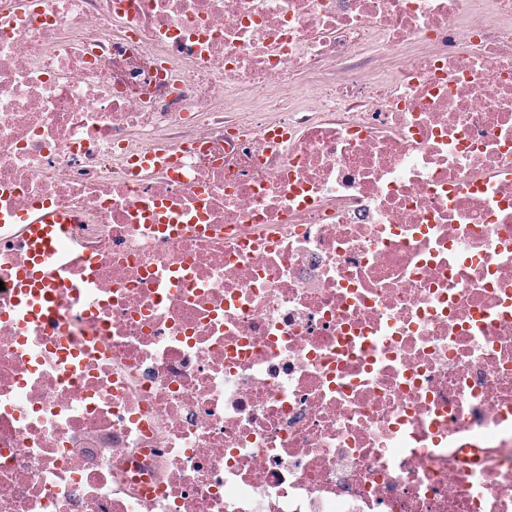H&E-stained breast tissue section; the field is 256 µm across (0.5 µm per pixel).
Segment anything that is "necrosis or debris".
Instances as JSON below:
<instances>
[{
  "instance_id": "1",
  "label": "necrosis or debris",
  "mask_w": 512,
  "mask_h": 512,
  "mask_svg": "<svg viewBox=\"0 0 512 512\" xmlns=\"http://www.w3.org/2000/svg\"><path fill=\"white\" fill-rule=\"evenodd\" d=\"M0 512H512V0H0ZM27 244L29 261L14 285L17 304L28 321H42L56 312L55 288H65L62 281L52 278L46 269L47 262L65 253L69 243L58 216L41 214L30 219Z\"/></svg>"
}]
</instances>
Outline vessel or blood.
Here are the masks:
<instances>
[{
	"label": "vessel or blood",
	"instance_id": "1",
	"mask_svg": "<svg viewBox=\"0 0 512 512\" xmlns=\"http://www.w3.org/2000/svg\"><path fill=\"white\" fill-rule=\"evenodd\" d=\"M29 261L15 284V294L25 320L40 321L55 313L58 281L46 269L47 262L62 256L69 243L59 217L42 214L29 221Z\"/></svg>",
	"mask_w": 512,
	"mask_h": 512
}]
</instances>
